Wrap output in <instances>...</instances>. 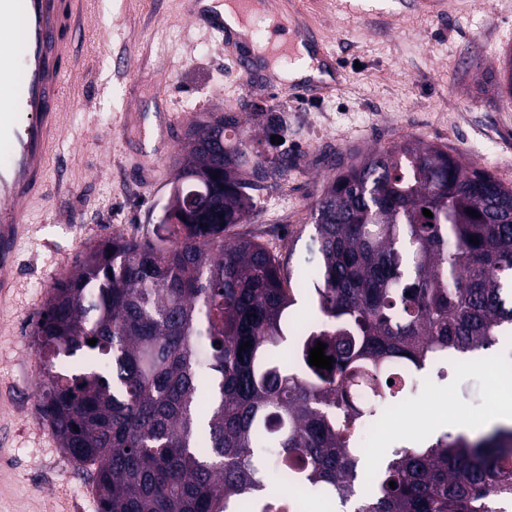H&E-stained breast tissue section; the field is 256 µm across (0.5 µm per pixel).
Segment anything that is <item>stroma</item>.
Returning <instances> with one entry per match:
<instances>
[{"label":"stroma","instance_id":"obj_1","mask_svg":"<svg viewBox=\"0 0 512 512\" xmlns=\"http://www.w3.org/2000/svg\"><path fill=\"white\" fill-rule=\"evenodd\" d=\"M297 9L345 70L339 88L311 96L299 84L237 71L219 40L185 15L184 0H99L94 29L70 82L49 174L54 197L32 207L18 244L13 303L0 308V512H98L89 496L94 473L71 467L38 409L39 353L29 345L51 287L86 249L110 234L152 235L169 197L173 164L189 125L204 112L247 113L251 104L283 114L288 137L267 144L296 156L298 167L260 191L258 219L236 233L254 238L280 261L302 258L313 195L338 158L405 138L421 139L480 164L512 183V103L498 102L503 58L512 52V0H365L362 13L336 0H270ZM131 112L157 126L181 118L165 142L142 139ZM160 157L163 173L144 183L141 169ZM485 371L449 369L423 409L381 421L364 440L365 467L384 465L394 446L421 444L426 421L448 424L488 416Z\"/></svg>","mask_w":512,"mask_h":512}]
</instances>
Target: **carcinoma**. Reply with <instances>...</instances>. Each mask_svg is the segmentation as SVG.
<instances>
[{
	"mask_svg": "<svg viewBox=\"0 0 512 512\" xmlns=\"http://www.w3.org/2000/svg\"><path fill=\"white\" fill-rule=\"evenodd\" d=\"M500 92L512 98V53ZM250 121L288 131L262 107ZM260 145L233 113L193 122L162 233L94 244L38 315L30 345L54 355L40 411L65 454L96 464L99 512H283L275 475L354 512H503L512 425L404 445L371 482L360 426L410 374L512 335V186L420 140L375 148L326 180L309 209L312 263L285 270L232 232L297 167ZM318 341L330 370L309 364ZM357 379L373 387L361 411Z\"/></svg>",
	"mask_w": 512,
	"mask_h": 512,
	"instance_id": "cac0c4a2",
	"label": "carcinoma"
}]
</instances>
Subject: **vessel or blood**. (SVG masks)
I'll return each instance as SVG.
<instances>
[{"label": "vessel or blood", "mask_w": 512, "mask_h": 512, "mask_svg": "<svg viewBox=\"0 0 512 512\" xmlns=\"http://www.w3.org/2000/svg\"><path fill=\"white\" fill-rule=\"evenodd\" d=\"M201 0H186L185 11L197 24L219 34L225 47L242 43L244 34L224 23L221 14L201 9ZM94 17L89 0H0V141L12 156L0 167V304L11 301L17 286L16 245L27 224L26 207L51 195L48 172L53 147L62 128L67 77ZM269 28L281 39L280 51L290 61L312 44L304 22L273 17ZM25 41L24 56L10 50L16 36ZM25 89L15 94L16 73Z\"/></svg>", "instance_id": "1"}]
</instances>
